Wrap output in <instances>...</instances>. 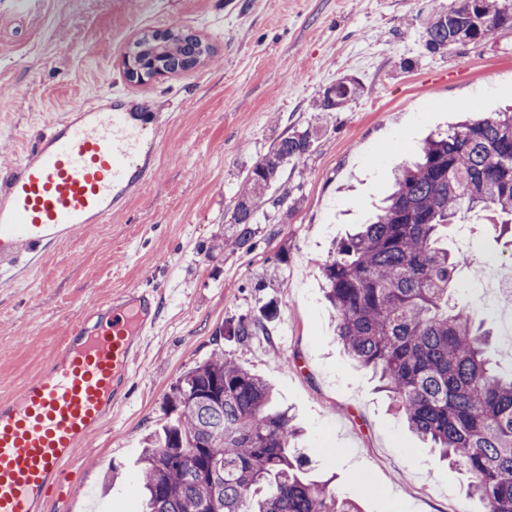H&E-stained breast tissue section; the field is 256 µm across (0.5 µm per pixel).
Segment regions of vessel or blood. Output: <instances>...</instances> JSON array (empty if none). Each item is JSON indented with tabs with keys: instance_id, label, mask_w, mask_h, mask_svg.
Here are the masks:
<instances>
[{
	"instance_id": "obj_1",
	"label": "vessel or blood",
	"mask_w": 512,
	"mask_h": 512,
	"mask_svg": "<svg viewBox=\"0 0 512 512\" xmlns=\"http://www.w3.org/2000/svg\"><path fill=\"white\" fill-rule=\"evenodd\" d=\"M165 119L111 93L72 107L0 173V281L15 279L82 224H108L149 181ZM159 304L133 286L67 334L42 373L0 402V512H44L63 468L131 399L141 341Z\"/></svg>"
}]
</instances>
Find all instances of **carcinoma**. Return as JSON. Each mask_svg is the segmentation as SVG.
<instances>
[{
	"mask_svg": "<svg viewBox=\"0 0 512 512\" xmlns=\"http://www.w3.org/2000/svg\"><path fill=\"white\" fill-rule=\"evenodd\" d=\"M509 29L512 0H453L430 19L425 46L443 54ZM211 54L182 26L143 36L132 52L170 74ZM360 92L358 81L338 80L313 111H337ZM312 147L310 131L294 133L248 170L230 220L238 245L283 168ZM470 214L508 235L512 256V112L428 137L373 215L321 264L324 296L345 352L377 378L409 429L466 472L484 512H512V372L497 370L491 331L453 297L460 262L439 244L442 229ZM263 330L241 318L217 335L245 342ZM272 406L271 386L221 349L183 372L141 455L146 512H359L305 477L298 430Z\"/></svg>",
	"mask_w": 512,
	"mask_h": 512,
	"instance_id": "1",
	"label": "carcinoma"
}]
</instances>
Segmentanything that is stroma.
Returning a JSON list of instances; mask_svg holds the SVG:
<instances>
[{
    "instance_id": "35a3bbf8",
    "label": "stroma",
    "mask_w": 512,
    "mask_h": 512,
    "mask_svg": "<svg viewBox=\"0 0 512 512\" xmlns=\"http://www.w3.org/2000/svg\"><path fill=\"white\" fill-rule=\"evenodd\" d=\"M451 0H46L0 13V170L64 112L107 91L165 114L147 187L111 223L77 228L38 266L0 285V402L44 368L70 326L130 285L160 301L130 403L66 465L77 491L47 512H142L137 464L165 416L170 385L215 347L274 386L275 408L301 429L307 477L331 480L362 512H482L466 475L438 460L344 353L322 294L332 241L362 223L396 167L430 133L472 110L512 108V31L442 54L426 25ZM181 25L211 44L191 70L136 83L123 57L144 32ZM360 96L336 112L312 102L342 77ZM313 135L283 169L244 248L227 247L246 172L281 137ZM464 259L458 296L494 332L512 368L507 308L469 268L511 259L481 219L445 228ZM261 318L241 345L216 330Z\"/></svg>"
}]
</instances>
